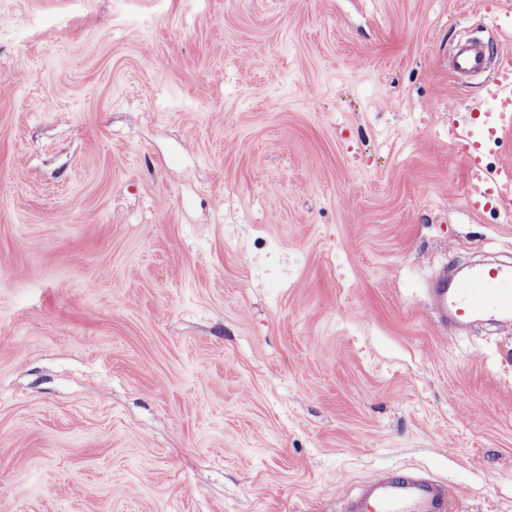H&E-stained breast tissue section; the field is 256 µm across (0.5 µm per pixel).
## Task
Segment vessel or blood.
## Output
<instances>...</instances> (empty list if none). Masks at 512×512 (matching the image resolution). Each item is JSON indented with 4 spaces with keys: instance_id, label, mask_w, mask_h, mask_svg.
<instances>
[{
    "instance_id": "obj_1",
    "label": "vessel or blood",
    "mask_w": 512,
    "mask_h": 512,
    "mask_svg": "<svg viewBox=\"0 0 512 512\" xmlns=\"http://www.w3.org/2000/svg\"><path fill=\"white\" fill-rule=\"evenodd\" d=\"M485 64L483 43H471L450 61L459 76L476 74ZM512 133V56L501 55L493 76L485 83L481 100L472 103L466 124L449 122L448 138L464 144L473 209L494 207L512 212V165L489 169V143ZM435 320L442 325H468L480 316L512 318V265H477L457 281L440 274L427 290ZM363 499L369 512H447L449 503L435 480L412 473L396 474L366 486Z\"/></svg>"
}]
</instances>
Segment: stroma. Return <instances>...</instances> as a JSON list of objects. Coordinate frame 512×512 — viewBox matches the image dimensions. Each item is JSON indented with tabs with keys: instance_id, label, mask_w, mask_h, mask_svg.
I'll return each instance as SVG.
<instances>
[{
	"instance_id": "stroma-1",
	"label": "stroma",
	"mask_w": 512,
	"mask_h": 512,
	"mask_svg": "<svg viewBox=\"0 0 512 512\" xmlns=\"http://www.w3.org/2000/svg\"><path fill=\"white\" fill-rule=\"evenodd\" d=\"M484 0H0V512H512V261L446 55ZM427 293L434 318L443 326H466L480 316L512 318V265H477L449 284L443 272ZM362 501L366 512H448L450 506L442 486L435 480L412 473L396 474L366 486Z\"/></svg>"
}]
</instances>
